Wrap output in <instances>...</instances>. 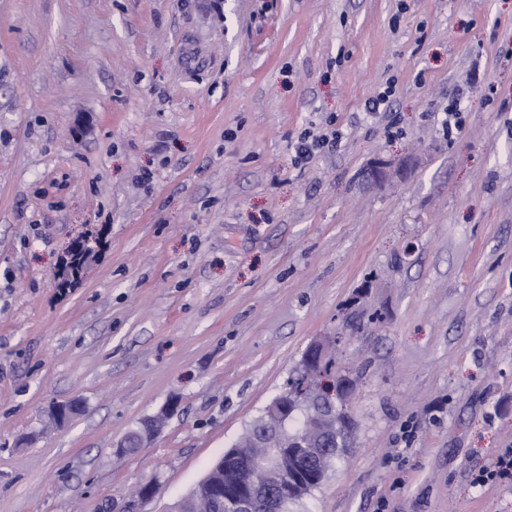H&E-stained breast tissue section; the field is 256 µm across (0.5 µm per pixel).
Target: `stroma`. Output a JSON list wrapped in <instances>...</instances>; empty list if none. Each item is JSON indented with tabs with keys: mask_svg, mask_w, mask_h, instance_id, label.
Here are the masks:
<instances>
[{
	"mask_svg": "<svg viewBox=\"0 0 512 512\" xmlns=\"http://www.w3.org/2000/svg\"><path fill=\"white\" fill-rule=\"evenodd\" d=\"M339 333L291 512H512V0H0V512H170ZM342 138V132L339 129H330L328 134L315 135L311 130H305L298 138L295 144V161L302 163L307 160L310 154L319 148L337 147ZM335 344L336 336L313 343L304 353L299 366L291 377L292 381L303 382L314 372L321 370L325 365L328 350ZM512 480V448H505L494 463L482 470L476 477L478 486L492 485Z\"/></svg>",
	"mask_w": 512,
	"mask_h": 512,
	"instance_id": "obj_1",
	"label": "stroma"
}]
</instances>
